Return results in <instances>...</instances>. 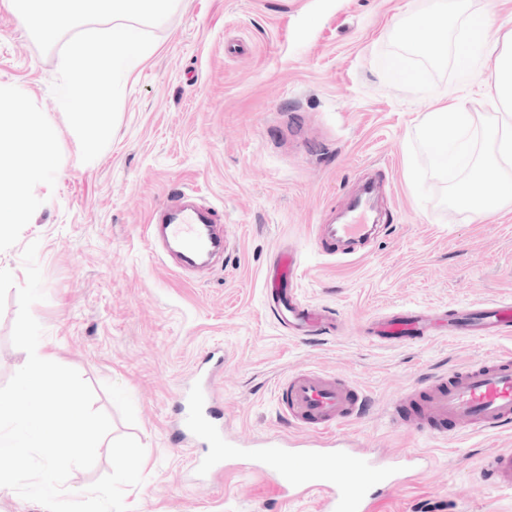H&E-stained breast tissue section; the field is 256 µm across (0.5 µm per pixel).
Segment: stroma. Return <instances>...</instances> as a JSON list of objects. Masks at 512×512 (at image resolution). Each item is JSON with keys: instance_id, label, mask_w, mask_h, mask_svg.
I'll return each instance as SVG.
<instances>
[{"instance_id": "1", "label": "stroma", "mask_w": 512, "mask_h": 512, "mask_svg": "<svg viewBox=\"0 0 512 512\" xmlns=\"http://www.w3.org/2000/svg\"><path fill=\"white\" fill-rule=\"evenodd\" d=\"M428 0H177L153 27L154 51L124 76L118 121L103 152L80 143L52 94L60 50L41 52L0 0V84L54 124L55 169L28 195L33 221L0 240V268L25 282L22 252L38 242L45 301L32 314L40 343L76 369L109 415L112 436L145 449L132 512H320L318 497L282 502L272 479L246 466L256 437H307L275 413L276 380L308 367L338 372L368 396L348 434L388 459L414 451L427 469L383 512H512V491L481 479L487 458L512 453V428L432 440L391 429L385 406L420 378L512 351V336H441L403 347L371 344L359 327L398 309L512 300V205L484 218L420 203L408 145L421 119L461 98L472 123L491 116L493 77L438 79L417 95L386 82L378 64L398 24ZM378 179L379 238L358 260L318 253L317 225ZM194 189L227 226L230 254L185 272L144 238L151 211ZM301 253L302 297L329 308L345 333L301 339L263 296L267 263ZM18 304L0 313V386L26 354L11 342ZM224 349L214 396L238 445L214 467L179 443L175 396L197 357Z\"/></svg>"}]
</instances>
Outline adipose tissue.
I'll use <instances>...</instances> for the list:
<instances>
[{
	"label": "adipose tissue",
	"mask_w": 512,
	"mask_h": 512,
	"mask_svg": "<svg viewBox=\"0 0 512 512\" xmlns=\"http://www.w3.org/2000/svg\"><path fill=\"white\" fill-rule=\"evenodd\" d=\"M3 129L9 135L0 137V156H9L13 168L8 179H0V233L31 223L28 190L55 165V127L51 120L42 113L20 108L14 90L0 85V130Z\"/></svg>",
	"instance_id": "adipose-tissue-1"
}]
</instances>
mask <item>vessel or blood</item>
<instances>
[{"label":"vessel or blood","mask_w":512,"mask_h":512,"mask_svg":"<svg viewBox=\"0 0 512 512\" xmlns=\"http://www.w3.org/2000/svg\"><path fill=\"white\" fill-rule=\"evenodd\" d=\"M377 230L369 211L355 207L347 222L318 226L315 244L327 257L342 255ZM147 240L162 248L175 247L185 259L204 260L228 248L214 211L194 203L185 192L166 198L144 228ZM299 255L280 253L264 276V297L278 324L289 334L310 338L339 332L340 325L324 310L301 299L296 287ZM512 333V302L485 301L447 311L441 308L399 310L368 320L367 340L386 346L427 342L438 336H504ZM224 368V352L208 351L197 363L194 389L182 390V434L205 444L212 458L224 454L222 412L212 405L209 385ZM276 413L284 421L309 430L312 439L298 451L301 471H279L276 493L295 500V488L317 493L324 512H375L381 495H394L404 481L392 465L357 454L343 431L360 419L370 402L359 388L340 374L314 369L294 371L277 380ZM387 423L431 439L449 431L483 432L512 425V357L494 355L428 377L403 391L385 408ZM490 488L512 490V453L488 459L482 471Z\"/></svg>","instance_id":"obj_1"}]
</instances>
